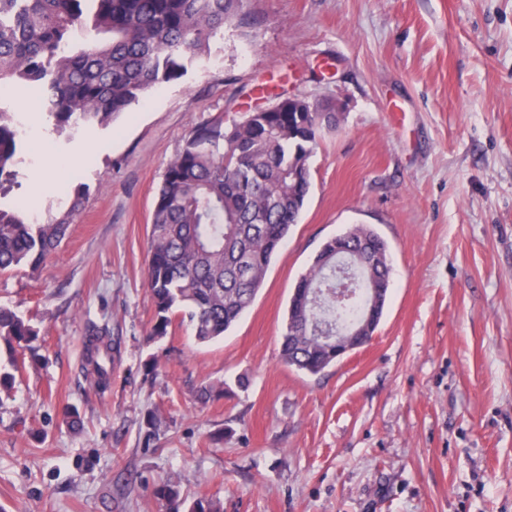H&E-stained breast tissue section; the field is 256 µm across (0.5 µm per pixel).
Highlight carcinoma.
<instances>
[{"label":"carcinoma","instance_id":"carcinoma-1","mask_svg":"<svg viewBox=\"0 0 512 512\" xmlns=\"http://www.w3.org/2000/svg\"><path fill=\"white\" fill-rule=\"evenodd\" d=\"M239 0H0V86L38 87L52 130L106 124L142 103L158 85L184 75L223 32ZM0 190L15 176L21 136L18 118L1 107ZM338 126L320 100L306 111L282 96L272 108L251 110L226 131L196 127L167 166L154 201L147 288L154 318L149 336L161 340L175 315L199 343L221 338L251 306L270 260L298 223L310 190L309 160L320 133ZM74 189L68 210L41 224L0 205V273L37 270L67 237L73 213L84 205ZM346 246L372 257L388 254L384 239L355 227L340 234ZM352 275L357 298L336 302V274ZM389 258L368 274L353 254L328 240L296 282L280 339L291 367L318 375L373 337L381 315L365 316V287L389 294ZM38 330L0 306V342L30 345ZM84 376L106 390L112 336L90 324ZM166 512H221L198 498L185 506L176 481L154 489Z\"/></svg>","mask_w":512,"mask_h":512}]
</instances>
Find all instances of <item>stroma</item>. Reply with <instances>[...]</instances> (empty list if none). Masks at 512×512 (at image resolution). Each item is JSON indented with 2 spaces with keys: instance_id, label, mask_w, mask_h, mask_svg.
Returning a JSON list of instances; mask_svg holds the SVG:
<instances>
[{
  "instance_id": "35a3bbf8",
  "label": "stroma",
  "mask_w": 512,
  "mask_h": 512,
  "mask_svg": "<svg viewBox=\"0 0 512 512\" xmlns=\"http://www.w3.org/2000/svg\"><path fill=\"white\" fill-rule=\"evenodd\" d=\"M293 94L343 116L254 302L221 340L177 322L148 342L167 165L196 126ZM7 105L28 132L0 204L42 221L76 186L87 197L38 272L0 274V305L39 331L0 345L21 362L0 393V512H160L169 478L224 512H512V0H241L208 54L107 125L59 135L32 91ZM356 225L388 245L384 314L370 344L309 375L279 357L288 302ZM90 320L118 342L102 394L78 378ZM204 382L223 397L199 403Z\"/></svg>"
}]
</instances>
